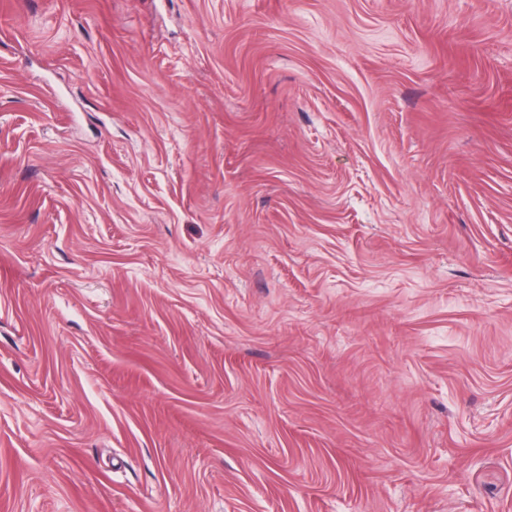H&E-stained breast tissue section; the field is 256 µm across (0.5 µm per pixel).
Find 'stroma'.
Here are the masks:
<instances>
[{"instance_id":"obj_1","label":"stroma","mask_w":512,"mask_h":512,"mask_svg":"<svg viewBox=\"0 0 512 512\" xmlns=\"http://www.w3.org/2000/svg\"><path fill=\"white\" fill-rule=\"evenodd\" d=\"M0 512H512V0H0Z\"/></svg>"}]
</instances>
